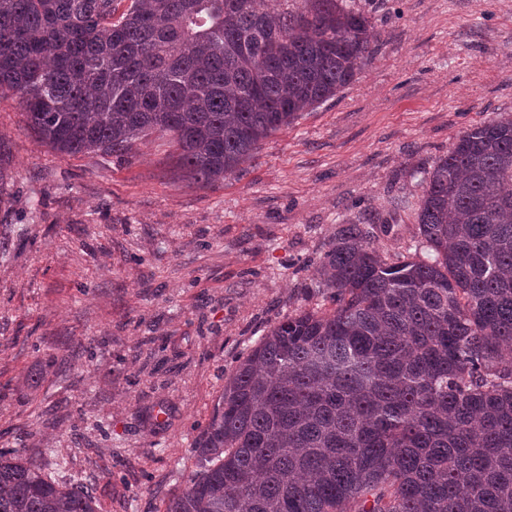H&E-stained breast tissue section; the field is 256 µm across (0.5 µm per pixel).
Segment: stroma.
<instances>
[{"label":"stroma","mask_w":512,"mask_h":512,"mask_svg":"<svg viewBox=\"0 0 512 512\" xmlns=\"http://www.w3.org/2000/svg\"><path fill=\"white\" fill-rule=\"evenodd\" d=\"M356 2L378 42L355 80L213 189L166 136L56 153L0 93V449L101 512H163L240 361L315 308L342 220L406 256L417 173L512 111V0Z\"/></svg>","instance_id":"obj_1"}]
</instances>
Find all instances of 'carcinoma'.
Listing matches in <instances>:
<instances>
[{"label": "carcinoma", "mask_w": 512, "mask_h": 512, "mask_svg": "<svg viewBox=\"0 0 512 512\" xmlns=\"http://www.w3.org/2000/svg\"><path fill=\"white\" fill-rule=\"evenodd\" d=\"M0 0V90L39 141L127 160L168 134L191 183L238 172L334 97L377 35L350 0ZM420 241L390 263L352 220L316 288L272 326L193 445L164 512H512V113L422 180ZM0 512H98L0 451Z\"/></svg>", "instance_id": "obj_1"}]
</instances>
